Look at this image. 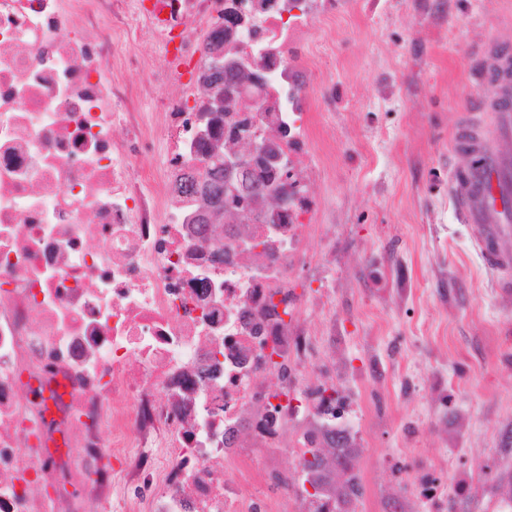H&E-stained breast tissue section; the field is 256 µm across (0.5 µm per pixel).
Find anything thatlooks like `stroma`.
Here are the masks:
<instances>
[{
	"label": "stroma",
	"instance_id": "1",
	"mask_svg": "<svg viewBox=\"0 0 512 512\" xmlns=\"http://www.w3.org/2000/svg\"><path fill=\"white\" fill-rule=\"evenodd\" d=\"M512 44V0H336L314 8L306 192L334 229L336 364L348 378L370 512H426L395 468L446 466L442 512H501L512 469V290L500 288L450 193L463 133L495 114L491 40ZM444 373L436 396L414 376Z\"/></svg>",
	"mask_w": 512,
	"mask_h": 512
}]
</instances>
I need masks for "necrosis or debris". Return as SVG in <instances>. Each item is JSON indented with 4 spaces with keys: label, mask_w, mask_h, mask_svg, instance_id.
<instances>
[{
    "label": "necrosis or debris",
    "mask_w": 512,
    "mask_h": 512,
    "mask_svg": "<svg viewBox=\"0 0 512 512\" xmlns=\"http://www.w3.org/2000/svg\"><path fill=\"white\" fill-rule=\"evenodd\" d=\"M224 0H0V512H334L303 467L347 431L304 279L317 210L192 224L215 141L180 63ZM307 0L253 14L278 80L237 101L307 172ZM161 50L125 108L122 71ZM161 142L156 164L145 142ZM312 423L293 442L289 427Z\"/></svg>",
    "instance_id": "4bbe7bcc"
}]
</instances>
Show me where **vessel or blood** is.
Segmentation results:
<instances>
[{
  "mask_svg": "<svg viewBox=\"0 0 512 512\" xmlns=\"http://www.w3.org/2000/svg\"><path fill=\"white\" fill-rule=\"evenodd\" d=\"M511 82L512 56L500 55L489 74V83L498 90L493 136L504 143V150L488 152L480 142H468L472 160L464 172L451 179L456 205L479 235L485 261L505 288L512 286V254L496 248L494 232L497 225L512 222V154L506 151L512 144V100L500 91Z\"/></svg>",
  "mask_w": 512,
  "mask_h": 512,
  "instance_id": "vessel-or-blood-1",
  "label": "vessel or blood"
}]
</instances>
